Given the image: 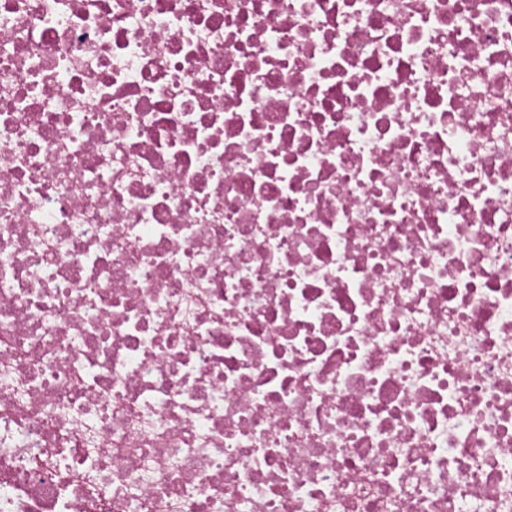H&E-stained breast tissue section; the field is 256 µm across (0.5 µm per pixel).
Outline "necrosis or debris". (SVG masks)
I'll list each match as a JSON object with an SVG mask.
<instances>
[{
	"mask_svg": "<svg viewBox=\"0 0 512 512\" xmlns=\"http://www.w3.org/2000/svg\"><path fill=\"white\" fill-rule=\"evenodd\" d=\"M0 512H512V0H0Z\"/></svg>",
	"mask_w": 512,
	"mask_h": 512,
	"instance_id": "1",
	"label": "necrosis or debris"
}]
</instances>
